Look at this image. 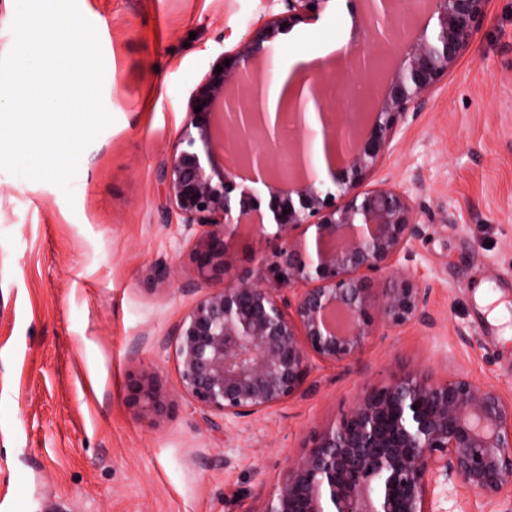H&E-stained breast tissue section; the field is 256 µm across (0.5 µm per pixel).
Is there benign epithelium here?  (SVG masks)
I'll return each mask as SVG.
<instances>
[{
	"label": "benign epithelium",
	"instance_id": "1",
	"mask_svg": "<svg viewBox=\"0 0 512 512\" xmlns=\"http://www.w3.org/2000/svg\"><path fill=\"white\" fill-rule=\"evenodd\" d=\"M357 1L356 27L379 41L395 34L398 53L380 93L360 102L355 117L328 104L332 76L321 71L307 78L308 96L280 98L294 137L272 135L260 70L269 43L287 24L318 19L328 2L282 0L285 12L220 56L192 92L164 171L170 204L196 231L194 272L223 282L179 324V392L225 422L289 400L316 363L357 358L379 328L427 319L428 291L391 274L424 225L406 191L365 182L408 114L470 51L489 0H427L422 14L392 30L394 0ZM371 70L373 59L355 46L334 67L342 75ZM310 100L315 125L305 118ZM223 146L234 155L228 168L217 160ZM244 224L256 226L251 266L227 280L226 242ZM126 400L144 415L166 406L147 372L129 377ZM459 484L493 507L512 488V401L462 375L413 371L365 393L319 433L282 472L263 512H433L432 498Z\"/></svg>",
	"mask_w": 512,
	"mask_h": 512
}]
</instances>
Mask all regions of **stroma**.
Returning a JSON list of instances; mask_svg holds the SVG:
<instances>
[{
  "label": "stroma",
  "mask_w": 512,
  "mask_h": 512,
  "mask_svg": "<svg viewBox=\"0 0 512 512\" xmlns=\"http://www.w3.org/2000/svg\"><path fill=\"white\" fill-rule=\"evenodd\" d=\"M77 4L114 122L83 152L73 200L0 171V512H263L284 468L370 388L419 370L512 399V0H490L470 51L370 178L407 190L426 227L399 270L428 288V321L379 331L283 404L221 428L179 392L176 331L207 287L161 174L192 91L284 5ZM353 31L348 0H329L277 36L272 67ZM145 368L170 401L153 420L126 401Z\"/></svg>",
  "instance_id": "obj_1"
}]
</instances>
